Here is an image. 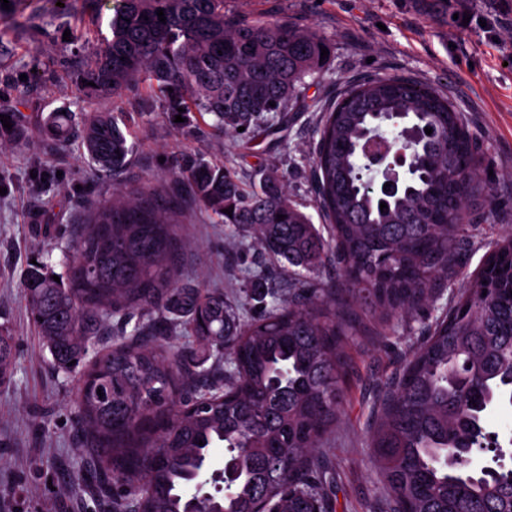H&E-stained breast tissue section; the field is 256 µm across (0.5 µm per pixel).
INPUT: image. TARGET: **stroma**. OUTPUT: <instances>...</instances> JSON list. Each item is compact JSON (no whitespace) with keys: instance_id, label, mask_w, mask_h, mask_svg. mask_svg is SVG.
<instances>
[{"instance_id":"stroma-1","label":"stroma","mask_w":512,"mask_h":512,"mask_svg":"<svg viewBox=\"0 0 512 512\" xmlns=\"http://www.w3.org/2000/svg\"><path fill=\"white\" fill-rule=\"evenodd\" d=\"M116 3L95 0L88 7L74 0L63 15L54 0H32L23 12L0 17V44L8 48L0 81L10 87L0 95V111L19 113L23 128L22 137L0 141V187L6 189L0 194V329L12 334L16 353L12 379L0 384V512H112L88 452L76 445L78 375L55 365L28 318L22 285L37 256L65 274L63 254L85 206L110 197L114 183L168 189L171 168L186 156L224 162L247 185L275 169L292 200L313 224H323L311 158L325 112L362 78L403 76L448 97L498 181L496 203L467 213L455 286L466 287L467 274L480 267L492 243L512 234V0H225L236 15L307 25L332 42L329 64L309 79L303 103L247 141L215 128L196 136L145 89L115 102L85 87V60L109 36ZM465 11L472 19L462 26L456 16ZM78 17L91 24L82 44L63 37ZM56 110L130 116L137 152L119 181L91 172L77 140L45 134L42 121ZM39 169L48 170L46 180L33 178ZM181 206L182 281L223 287L248 317L255 314L249 303L254 274H264L278 298L291 296L287 272L263 254L251 228L231 230L187 196ZM432 297V308L402 321L364 315L363 332L347 341L341 418L316 455L334 512H390L371 433L385 393L426 334L429 312L448 309L451 290L433 289Z\"/></svg>"}]
</instances>
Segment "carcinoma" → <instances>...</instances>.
<instances>
[{
	"instance_id": "cac0c4a2",
	"label": "carcinoma",
	"mask_w": 512,
	"mask_h": 512,
	"mask_svg": "<svg viewBox=\"0 0 512 512\" xmlns=\"http://www.w3.org/2000/svg\"><path fill=\"white\" fill-rule=\"evenodd\" d=\"M110 30L86 59L84 78L99 92L118 97L144 83L167 111L183 108L198 126L212 115L234 134L298 101L305 78L324 66L321 49L330 48L311 28L232 16L224 0H121ZM397 116L436 136L419 150L394 136L392 144L416 153L415 166L386 197L364 179L357 145ZM45 129L64 141L79 134L88 166L114 180L136 152L112 112H52ZM483 165L447 97L382 77L347 89L320 129L312 169L327 237L277 171L246 188L230 167L200 157L172 169L169 193L116 188L91 203L66 278L54 281L38 260L23 288L61 369L81 360L107 318L120 325L77 390L83 444L96 451L103 483L118 485L127 501L117 512H194L193 488L221 450L235 478L207 494L209 512H333L314 454L339 419L344 339L360 330L363 310L403 316L429 303L437 282L452 287L465 213L494 201ZM183 191L220 222L253 226L261 249L297 281L294 297L284 302L257 279L250 299L262 312L244 321L224 290L181 282ZM330 255L340 288L314 277ZM179 328L185 341L175 346ZM14 359L13 338L0 331V382ZM509 392L511 234L427 325L382 401L373 453L394 512H512V467L468 468L471 455L498 445L488 411Z\"/></svg>"
}]
</instances>
